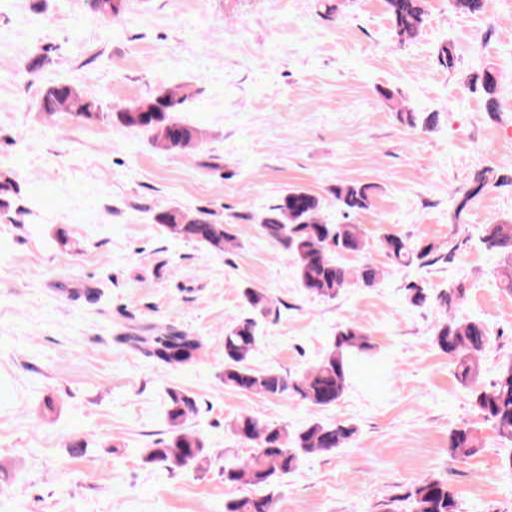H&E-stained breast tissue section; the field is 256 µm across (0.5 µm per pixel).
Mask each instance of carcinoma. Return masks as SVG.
Returning <instances> with one entry per match:
<instances>
[{"label": "carcinoma", "instance_id": "cac0c4a2", "mask_svg": "<svg viewBox=\"0 0 512 512\" xmlns=\"http://www.w3.org/2000/svg\"><path fill=\"white\" fill-rule=\"evenodd\" d=\"M397 36L415 37L425 21V0H386ZM94 13L106 20L120 11L117 0H91ZM480 85L486 109L497 111V80L493 68L473 77ZM188 95L179 87L166 88L135 104L106 110L95 96L75 85L55 83L40 95L39 109L49 115L68 114L86 121L116 120L121 125L147 133L160 151H186L202 139L200 129L176 117ZM504 179L486 169L477 174L468 189L457 198L456 216L467 209L490 183ZM373 186L337 182L331 194L347 214H356L371 205ZM15 192L11 178L0 175V210L11 207ZM321 200L309 192L291 188L260 220L264 235L280 245L295 261L302 288L323 299L333 300L351 286L373 288L380 270L364 263L350 270L336 262L338 252L360 253L367 240L358 224H326L319 220ZM155 221L176 238L194 241L222 252L235 240L223 224L203 214L167 207L155 214ZM484 248L500 256L496 277L500 288L512 294V224H487L481 238ZM388 258L397 265H411L427 259L433 247L414 248L401 236L386 234L379 241ZM467 288L454 283L437 293L417 284L405 288L404 301L411 308L435 305L441 310L432 333L433 345L448 356L460 385L484 421L490 423L498 439L512 446V363L502 368L488 387L481 381V360L490 339L483 323L459 319L456 308L465 301ZM241 298L249 314L224 331V385L267 399L296 397L317 408H329L348 389L354 364L373 357L374 345L362 326L348 321L337 330L331 348L315 364L302 372L283 374L252 366V355L260 340L258 317L271 310L272 299L262 289L246 287ZM145 358L169 365H189L197 361L201 343L197 337L169 325L150 326L125 337ZM168 418L173 428L166 441L151 449L148 461L168 469H202L208 462L203 441L185 429L195 412V402L180 391L169 393ZM231 432L237 439L253 444L244 460L224 463V484L248 486L253 493L224 499V512H273L274 490L282 478L298 468L316 451L344 448L355 428L340 422L314 420L293 432L288 424L265 422L241 415ZM482 448L481 439L468 422L455 425L448 433V452L456 462H465ZM392 512H458L456 497L448 482L428 478L394 497Z\"/></svg>", "mask_w": 512, "mask_h": 512}]
</instances>
